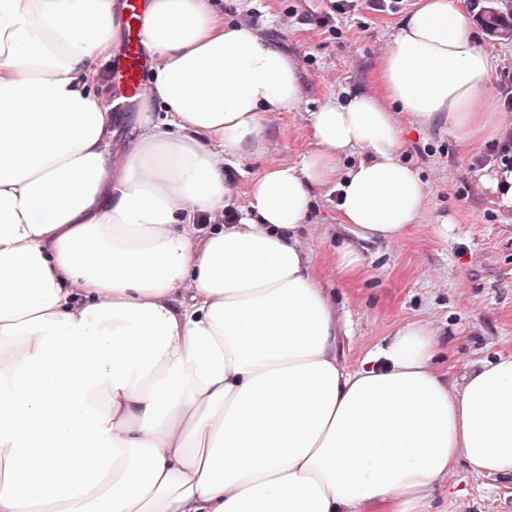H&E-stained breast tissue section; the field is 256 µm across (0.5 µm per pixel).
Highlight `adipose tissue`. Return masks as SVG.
I'll use <instances>...</instances> for the list:
<instances>
[{"label": "adipose tissue", "mask_w": 512, "mask_h": 512, "mask_svg": "<svg viewBox=\"0 0 512 512\" xmlns=\"http://www.w3.org/2000/svg\"><path fill=\"white\" fill-rule=\"evenodd\" d=\"M142 33L154 66L116 159L98 82L120 0H0V512H435L459 460L512 476V352L453 385L416 321L347 368L298 237L329 184L360 238L418 222L395 112L512 139L465 14L423 0L375 93L326 100L316 151L206 229L225 162L300 101L297 69L213 0H148ZM481 184L512 217V159Z\"/></svg>", "instance_id": "ef3b65f1"}]
</instances>
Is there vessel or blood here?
Segmentation results:
<instances>
[{
	"mask_svg": "<svg viewBox=\"0 0 512 512\" xmlns=\"http://www.w3.org/2000/svg\"><path fill=\"white\" fill-rule=\"evenodd\" d=\"M145 0H123L126 42L118 72L119 82L126 96H140L144 88V73L150 65L141 37V20Z\"/></svg>",
	"mask_w": 512,
	"mask_h": 512,
	"instance_id": "1",
	"label": "vessel or blood"
}]
</instances>
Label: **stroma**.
Segmentation results:
<instances>
[{"label": "stroma", "mask_w": 512, "mask_h": 512, "mask_svg": "<svg viewBox=\"0 0 512 512\" xmlns=\"http://www.w3.org/2000/svg\"><path fill=\"white\" fill-rule=\"evenodd\" d=\"M421 2L402 0L398 11L377 12L357 0L324 27L318 19L332 11L333 0H224L225 21L277 43L296 61L302 86L300 102L268 124L260 153L229 169L236 203H243L250 177L316 151L310 114L325 99L373 92L374 70L394 30ZM453 2L492 58L489 93L503 97L512 35L490 32L482 22L498 0ZM396 121L406 132L402 155L426 185L418 224L395 242L359 239L341 223L336 191L326 186L314 190L299 233L336 311V354L344 365L358 366L398 327L421 320L442 345L436 369L454 383L470 367L512 351V222L480 189L488 142L472 143L442 127L418 130L405 112ZM446 217L453 224L442 237L434 226ZM345 241L355 243L363 263L353 285L334 273L336 247ZM433 497L437 512H512V478L478 475L462 461Z\"/></svg>", "instance_id": "35a3bbf8"}]
</instances>
